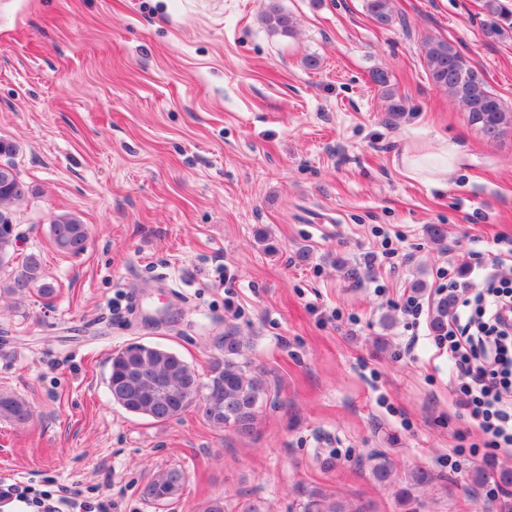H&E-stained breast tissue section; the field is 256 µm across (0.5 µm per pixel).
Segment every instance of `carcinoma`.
<instances>
[{"label": "carcinoma", "instance_id": "1", "mask_svg": "<svg viewBox=\"0 0 512 512\" xmlns=\"http://www.w3.org/2000/svg\"><path fill=\"white\" fill-rule=\"evenodd\" d=\"M365 8L380 26L396 21L391 0H365ZM273 31L290 36L294 21L271 0L263 17ZM426 70L431 82L447 91L468 113L471 125L485 137L495 140L512 130V109L488 90L483 78L466 62L454 47L444 40H428L423 44ZM372 83L389 100L388 112L393 117L404 112L401 100L395 98L391 75L383 69L371 73ZM33 194L12 163L0 164V297L16 304L34 287L43 296L56 292L45 280L41 256L27 254L15 263L19 225L12 206ZM55 248L71 256L83 254L88 245V225L70 215L59 216L50 224ZM455 294L440 298L432 317V329L438 335L447 327L448 313L453 309ZM224 360L216 363L208 381H203L195 367L176 352L158 344L134 342L115 351L109 358L107 387L112 402L127 413L156 422H167L194 407L213 428L232 427L241 436L253 430L257 413L267 387L260 373L247 369L238 361L242 340L227 331L220 337ZM33 417L31 406L21 397L0 391V420L25 424ZM503 486L512 485V468L502 467L489 473L478 467L470 475L477 487L489 479ZM182 472L175 468L160 470L146 482L141 496L147 503L163 505L180 496ZM302 512H350L347 506L320 491H311L302 504Z\"/></svg>", "mask_w": 512, "mask_h": 512}]
</instances>
